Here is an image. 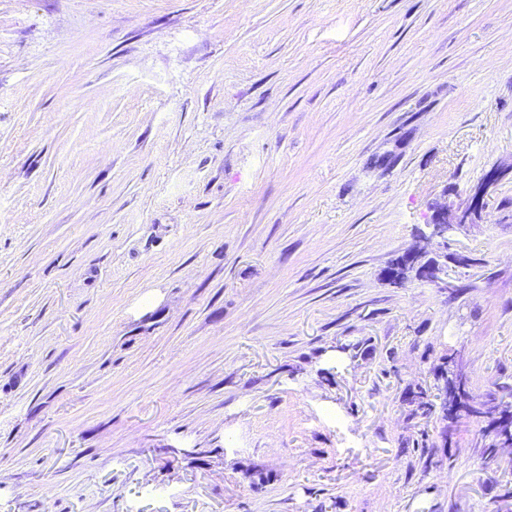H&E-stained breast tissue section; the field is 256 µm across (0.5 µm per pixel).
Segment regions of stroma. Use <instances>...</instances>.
Here are the masks:
<instances>
[{
    "label": "stroma",
    "mask_w": 512,
    "mask_h": 512,
    "mask_svg": "<svg viewBox=\"0 0 512 512\" xmlns=\"http://www.w3.org/2000/svg\"><path fill=\"white\" fill-rule=\"evenodd\" d=\"M441 364L512 394V0H0V512H512ZM501 177V172L498 169L490 170L483 181L471 191L465 206H456L454 201L450 200L453 191H448V188L444 192L446 200L432 206L430 221L429 224H426L428 233L424 234V238L435 240L441 245L442 253L439 257L443 261L435 260L432 265L422 270L424 278L428 281L447 286L448 283L441 275L445 274L448 264V233L466 224H476L482 219L486 209L485 198Z\"/></svg>",
    "instance_id": "obj_1"
}]
</instances>
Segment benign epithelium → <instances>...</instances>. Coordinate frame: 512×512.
Listing matches in <instances>:
<instances>
[{
	"label": "benign epithelium",
	"mask_w": 512,
	"mask_h": 512,
	"mask_svg": "<svg viewBox=\"0 0 512 512\" xmlns=\"http://www.w3.org/2000/svg\"><path fill=\"white\" fill-rule=\"evenodd\" d=\"M500 179L499 170L489 171L483 181L471 191L468 202L464 206H457L449 200V196L453 195L451 190L444 192L447 200L432 206V214L427 224L428 233L424 234V238L437 241L441 245L442 253L440 259L422 270L424 278L428 281L436 284L444 283L442 275L445 274L448 264V233L455 228L475 224L482 219L486 209L485 198Z\"/></svg>",
	"instance_id": "1"
}]
</instances>
